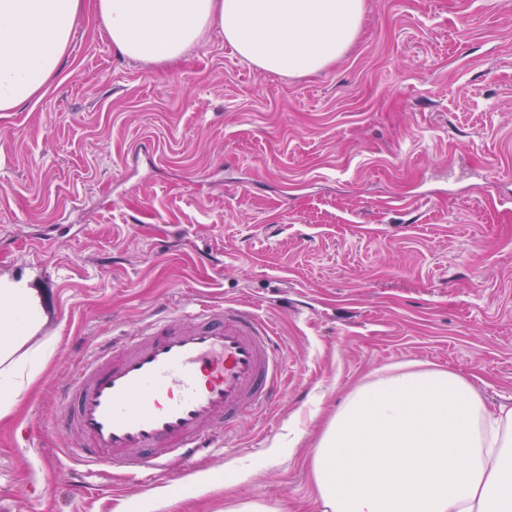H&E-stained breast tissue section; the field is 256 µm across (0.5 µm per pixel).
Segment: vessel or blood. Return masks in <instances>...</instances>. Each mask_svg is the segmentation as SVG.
Listing matches in <instances>:
<instances>
[{"instance_id": "1", "label": "vessel or blood", "mask_w": 512, "mask_h": 512, "mask_svg": "<svg viewBox=\"0 0 512 512\" xmlns=\"http://www.w3.org/2000/svg\"><path fill=\"white\" fill-rule=\"evenodd\" d=\"M285 369L279 336L254 309H169L97 344L62 389L54 425L70 436V461L177 485L169 460L191 464L245 413L273 410Z\"/></svg>"}]
</instances>
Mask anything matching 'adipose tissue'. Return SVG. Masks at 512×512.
Returning a JSON list of instances; mask_svg holds the SVG:
<instances>
[{
    "label": "adipose tissue",
    "instance_id": "obj_1",
    "mask_svg": "<svg viewBox=\"0 0 512 512\" xmlns=\"http://www.w3.org/2000/svg\"><path fill=\"white\" fill-rule=\"evenodd\" d=\"M83 0H0V112L39 97L70 46ZM122 56L176 60L212 28L245 61L305 74L356 39L363 0H94ZM43 312L32 289L0 280V415L50 357L32 345ZM319 512H512V407L489 412L466 377L406 364L356 388L311 459Z\"/></svg>",
    "mask_w": 512,
    "mask_h": 512
}]
</instances>
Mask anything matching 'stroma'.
Instances as JSON below:
<instances>
[{"instance_id": "obj_1", "label": "stroma", "mask_w": 512, "mask_h": 512, "mask_svg": "<svg viewBox=\"0 0 512 512\" xmlns=\"http://www.w3.org/2000/svg\"><path fill=\"white\" fill-rule=\"evenodd\" d=\"M0 278L55 350L0 418V512H315L345 397L430 363L512 406V0H365L323 70L283 76L213 29L126 58L92 9L36 99L0 112ZM260 304L288 382L186 483L87 474L52 426L94 344L165 304Z\"/></svg>"}]
</instances>
